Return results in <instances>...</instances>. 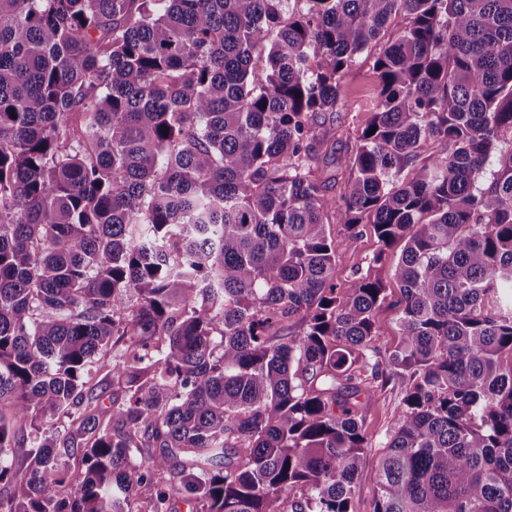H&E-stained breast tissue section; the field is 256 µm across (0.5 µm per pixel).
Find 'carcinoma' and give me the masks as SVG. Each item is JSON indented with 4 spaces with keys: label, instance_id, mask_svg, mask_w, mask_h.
<instances>
[{
    "label": "carcinoma",
    "instance_id": "cac0c4a2",
    "mask_svg": "<svg viewBox=\"0 0 512 512\" xmlns=\"http://www.w3.org/2000/svg\"><path fill=\"white\" fill-rule=\"evenodd\" d=\"M305 2L0 0V512H351L390 384L373 512H512V0ZM380 46H370L359 54L343 78L345 103L330 115V142L336 147L353 146L367 115L378 103V80L373 61ZM330 230L336 248L338 278L351 280L357 269L365 274L370 260L381 249V243L369 226L363 227L361 233L354 235L336 220V224H331ZM401 244H396L389 249H386L384 260L378 264L373 265L371 269L372 275L378 277L388 288L387 301L384 306L379 310L376 317L377 324V343L380 345L391 344L397 340V317L399 308L397 302L401 298L399 288L393 282L392 269L397 263L401 255ZM387 387L361 412L359 424L370 439L372 450L368 453L357 479L351 499L353 512H373L376 494V464L379 449L385 446L399 413L403 409L398 392Z\"/></svg>",
    "mask_w": 512,
    "mask_h": 512
}]
</instances>
